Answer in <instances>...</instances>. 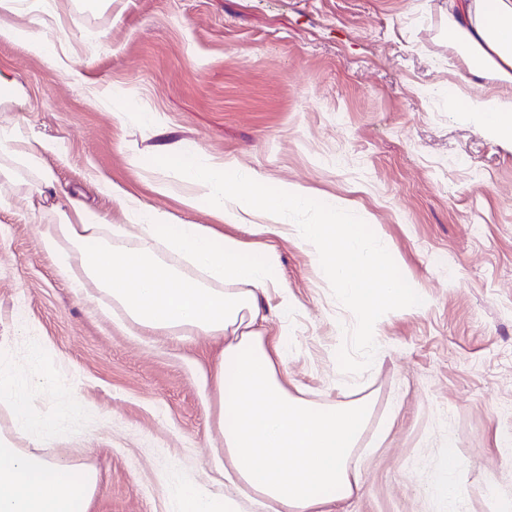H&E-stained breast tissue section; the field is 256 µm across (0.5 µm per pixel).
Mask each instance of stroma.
Segmentation results:
<instances>
[{"instance_id":"stroma-1","label":"stroma","mask_w":512,"mask_h":512,"mask_svg":"<svg viewBox=\"0 0 512 512\" xmlns=\"http://www.w3.org/2000/svg\"><path fill=\"white\" fill-rule=\"evenodd\" d=\"M0 25L23 32L0 40V76L15 89L0 123L59 145L45 158L57 202L127 223L99 190L107 179L176 221L246 239L186 207L183 177L151 165L179 146L367 222L424 303L382 316L381 357L358 375L336 359L352 312L294 234L265 240L299 307L289 379L315 404L371 402L352 457L362 487L341 512H435L424 489L450 451L461 512H497L512 495V418L497 412L512 402V143L423 94L498 88L460 64L448 0H52L45 15L0 11ZM31 35L52 58L29 52ZM462 155L481 162L482 183ZM52 221L27 185L0 187V342L26 376L57 378L29 406L61 420L50 457L97 470L92 512H170L167 481L210 489L218 478L206 368L219 343L132 328L108 298L75 296L42 243Z\"/></svg>"}]
</instances>
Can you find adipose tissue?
Wrapping results in <instances>:
<instances>
[{
    "label": "adipose tissue",
    "mask_w": 512,
    "mask_h": 512,
    "mask_svg": "<svg viewBox=\"0 0 512 512\" xmlns=\"http://www.w3.org/2000/svg\"><path fill=\"white\" fill-rule=\"evenodd\" d=\"M448 19L453 46L475 77L494 76L498 93L451 95V109L472 114L497 138L512 142V0H454ZM53 143L0 125V180L33 171L35 189L50 188L54 172L43 157ZM122 199L129 223L99 222L83 205L56 208L43 246L68 275L77 296L108 297L133 325L170 335L190 331L219 340L211 368L218 396L217 428L224 442L227 494L173 482L171 512H334L361 488L349 460L370 413L369 399L314 404L289 387L286 362L296 346L287 332L270 336L261 298L278 289L280 319L296 303L278 275L271 249L253 250L202 224H175L135 197L104 182ZM32 380L0 345V401L12 411L13 435L0 434V512H90L98 473L71 459H50L17 447L14 435L52 438L56 423L34 415L26 396ZM459 468L448 454L427 492L438 512H458Z\"/></svg>",
    "instance_id": "obj_1"
}]
</instances>
